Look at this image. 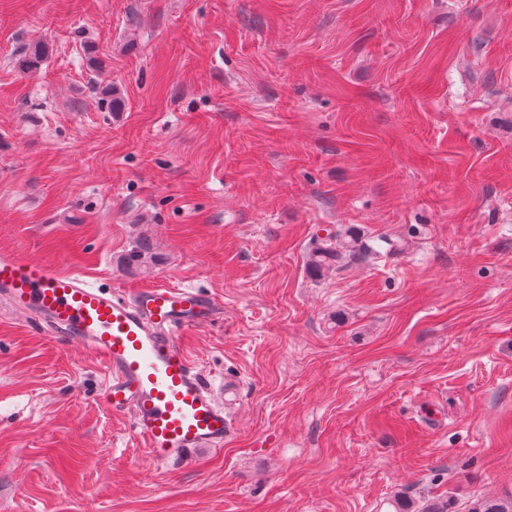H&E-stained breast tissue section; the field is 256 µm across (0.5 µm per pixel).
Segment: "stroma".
<instances>
[{
	"instance_id": "35a3bbf8",
	"label": "stroma",
	"mask_w": 512,
	"mask_h": 512,
	"mask_svg": "<svg viewBox=\"0 0 512 512\" xmlns=\"http://www.w3.org/2000/svg\"><path fill=\"white\" fill-rule=\"evenodd\" d=\"M325 228L375 251L314 277ZM2 247L221 301L179 346L233 433L155 465L0 313V512L512 499V0H0Z\"/></svg>"
}]
</instances>
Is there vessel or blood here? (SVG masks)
I'll list each match as a JSON object with an SVG mask.
<instances>
[{"instance_id":"obj_1","label":"vessel or blood","mask_w":512,"mask_h":512,"mask_svg":"<svg viewBox=\"0 0 512 512\" xmlns=\"http://www.w3.org/2000/svg\"><path fill=\"white\" fill-rule=\"evenodd\" d=\"M0 305L37 317L106 367L113 410L130 411L149 458L166 466L232 433L223 402L178 339L223 319V304L189 287L101 288L77 273L0 250Z\"/></svg>"}]
</instances>
